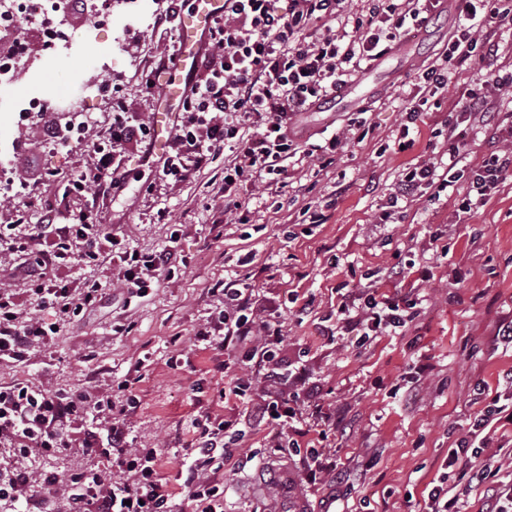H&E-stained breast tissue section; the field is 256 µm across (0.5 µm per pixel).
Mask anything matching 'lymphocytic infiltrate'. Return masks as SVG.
I'll list each match as a JSON object with an SVG mask.
<instances>
[{"label":"lymphocytic infiltrate","mask_w":512,"mask_h":512,"mask_svg":"<svg viewBox=\"0 0 512 512\" xmlns=\"http://www.w3.org/2000/svg\"><path fill=\"white\" fill-rule=\"evenodd\" d=\"M442 0H224L223 14L209 29L208 48L201 59V74L185 97L163 161L162 174L184 182L208 167L227 144L236 149L224 162L225 182L219 188L224 210L236 214L238 223H250L253 213L240 196L241 188L285 193L288 186L286 160L295 150L291 127L295 117L333 98L354 82L362 68L395 50L402 35L426 25ZM467 25L460 39L432 60L416 78L415 91L403 110L408 123L429 112V102L447 91L449 83L469 61L494 59L499 46L496 29L512 26V0H463ZM339 20L351 29L343 39L322 27L324 19ZM484 96H461L451 101L450 111L485 124L499 123L496 99L512 81L498 70L487 69ZM255 131H247L248 123ZM146 123L129 120L118 112L104 140L95 148L96 162L81 171L72 189L85 200V207L69 224H37L30 238L17 250L29 254L31 243L45 235L56 239L54 253L37 256L22 270L31 277L35 294L44 307L53 309L54 322L39 316L20 320L15 296L9 286H0V357L22 360L30 346L51 340L58 323L70 321L94 308L103 299L101 286L77 287L55 279L53 267L80 256L98 260L106 246H113L111 260L117 281L130 296L144 297L166 280L179 258L175 248L159 252L120 249L118 227L102 223L97 201L117 192L124 181L122 150L126 144L143 141ZM498 134H491V147L470 170L466 194L456 199V213L468 214L483 207L508 178L512 177V149H498ZM453 182L440 174L436 162L421 161L403 171L379 215L383 224L401 221V201L432 190L441 195ZM223 305L195 333L197 342L209 345L236 341L248 343L247 361L263 363L276 372L274 348L284 341L282 323L276 315L261 314L252 305L253 290L239 279L221 282L213 290ZM341 330L364 328L380 336L392 327H407L413 316L399 312L397 296L368 297L364 305L341 303L336 311ZM133 380H125V404L99 400L86 394L53 393L35 384L0 386V440L12 439L20 452L34 448L60 449L68 444L67 425L78 417L92 415L107 422L106 432L88 429L81 443L88 449L102 445L123 449L117 466L125 478L112 481L102 491L101 475L79 474L66 481L63 492L69 512H172L169 493L158 471V453L153 448L129 450L127 415L134 402ZM232 420L201 425L195 441L196 458L187 470L185 486L195 512H219L224 503L211 483L216 466L236 444ZM479 448L460 439L448 453V467L461 470L469 484L486 488V512H512V483H488L489 465H477Z\"/></svg>","instance_id":"lymphocytic-infiltrate-1"}]
</instances>
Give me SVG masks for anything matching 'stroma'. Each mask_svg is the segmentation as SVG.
<instances>
[{"label": "stroma", "instance_id": "stroma-1", "mask_svg": "<svg viewBox=\"0 0 512 512\" xmlns=\"http://www.w3.org/2000/svg\"><path fill=\"white\" fill-rule=\"evenodd\" d=\"M458 6L448 0L426 28L360 73L352 85L360 109L332 101L298 117L299 151L287 161L296 196L284 209L268 193L251 200L258 217L249 224L224 221L216 194L223 156L182 183L159 171L168 116L182 108L181 99L164 100L144 82L159 51L178 39L153 28L166 0H129L113 12L111 31L96 36L88 32L90 14L75 15L73 26L84 37L66 50L29 44L22 72L0 82V162L9 170L8 182L0 184V279L13 289L21 318L53 315L42 308L30 279L14 271V243L43 215L40 206L27 209L23 202L42 193L58 202L56 223H70L84 206L70 181L89 166L92 146L102 141L114 113L150 123L155 148L145 163L126 150L123 189L100 200L102 221L120 226L124 247L155 252L172 245L186 262L160 288L128 302L112 293L109 261L60 263L58 277L101 284L106 295L61 325L49 344L30 347L26 361L0 360V385L18 380L54 393L114 399L128 371L145 358L129 440L160 450L175 512L193 510L183 486L185 463L196 436L191 422L205 414L239 420L245 431L213 477L224 490V512H269L283 494L305 512H423L432 485L455 487L457 470L443 465L449 448L493 397L512 394L501 379L512 369V343L495 338L499 325L512 321V179L471 216H456L451 203L423 196L404 202L401 223L378 224L374 217L403 168L431 155L442 113L409 127L403 106L423 64L459 36ZM87 81L111 84L112 96L91 104L80 141L56 149L41 142L36 126L20 127L15 106L21 100L41 96L52 119L61 94L82 102ZM353 119L370 128L363 143L328 167L311 157V149L327 146ZM404 130L413 145L394 151ZM32 156L44 174L35 190L21 183ZM161 209L170 223H157ZM313 210L325 213L326 223H312ZM215 224L224 227L218 240ZM395 264L418 272L427 267L435 275L408 295L420 312L415 328L367 340L357 330L337 334L334 314L345 295L363 297L381 287ZM235 278L248 279L257 308L278 312L283 321L279 357L293 377L281 388L298 399L297 416L287 425L251 422L238 401L220 398L239 375L237 347L214 350L192 342L194 329L215 310L211 288ZM129 321L135 324L129 335L113 334L114 324ZM319 406L339 427L313 450L306 433L322 427ZM78 427L58 450L25 455L0 447V472L61 481L96 472L111 480V448L88 452L80 436L88 424ZM317 463L326 470L317 483H307L305 474Z\"/></svg>", "mask_w": 512, "mask_h": 512}]
</instances>
